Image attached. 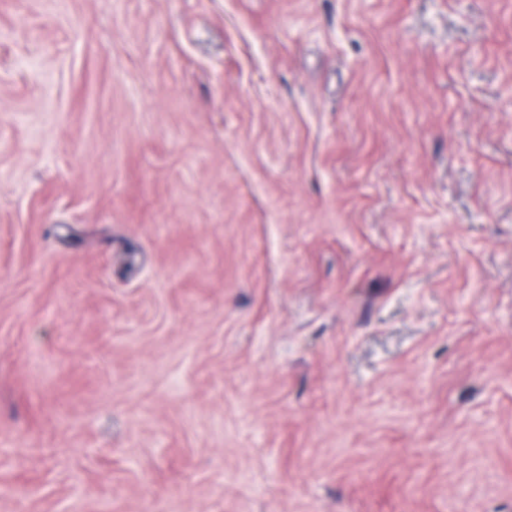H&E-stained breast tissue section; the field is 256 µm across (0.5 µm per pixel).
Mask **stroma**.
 <instances>
[{
	"label": "stroma",
	"instance_id": "stroma-1",
	"mask_svg": "<svg viewBox=\"0 0 512 512\" xmlns=\"http://www.w3.org/2000/svg\"><path fill=\"white\" fill-rule=\"evenodd\" d=\"M0 512H512V0H0Z\"/></svg>",
	"mask_w": 512,
	"mask_h": 512
}]
</instances>
